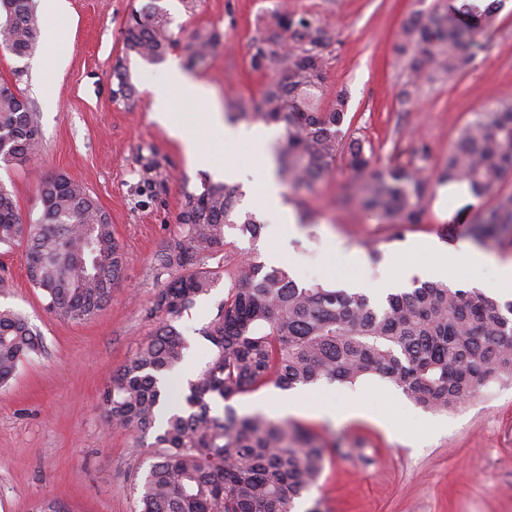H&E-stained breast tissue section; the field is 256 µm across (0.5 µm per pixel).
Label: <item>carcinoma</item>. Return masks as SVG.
<instances>
[{
	"mask_svg": "<svg viewBox=\"0 0 512 512\" xmlns=\"http://www.w3.org/2000/svg\"><path fill=\"white\" fill-rule=\"evenodd\" d=\"M496 9L467 0V24L453 8L415 11L400 27L398 53L414 74L451 80L469 66L471 49L484 47ZM267 28L253 45L251 63L278 65V78L255 111L238 101L229 118L283 125L277 173L292 190L313 189L340 160L353 176L348 199L380 223L405 228L423 223L433 184H460L477 199L491 197L469 221L473 243L512 245V192L501 189L512 177V99L485 107L462 127L434 175L423 166L425 147L414 150L419 165L379 167L357 130L345 126L346 94L325 110L317 102L327 33L288 10L274 11ZM40 31L34 0H0V48L25 57ZM290 36L305 44L285 51ZM216 42L214 33L195 34L192 58L203 59ZM177 45L166 11L153 3L133 12L114 68L117 86L125 94L133 89L130 58L155 64ZM40 147L34 111L14 84L1 81L0 163L22 166ZM241 196L239 186L210 180L186 193L179 232L156 257L158 269L175 274L155 297V309L168 320L114 373L102 398L112 426L153 434V462L137 484V512H294L320 480L324 444L295 422L262 411L240 413L232 404L269 384L289 391L377 376L416 404L446 411L490 382L512 377V300L415 279L376 302L325 282L299 284L251 256L230 271L208 267L210 254L224 247L225 229L252 239L260 234L256 216L238 208ZM39 200L41 220L24 224L12 193L0 184V244L24 246L27 277L49 311L85 320L112 300L127 253L81 184L64 174L43 177ZM222 274L229 292L202 332L210 356L177 394L167 377L184 364L189 345L171 321L190 311ZM41 348L40 334L24 316L1 310L0 386Z\"/></svg>",
	"mask_w": 512,
	"mask_h": 512,
	"instance_id": "1",
	"label": "carcinoma"
}]
</instances>
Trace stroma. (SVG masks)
<instances>
[{"label":"stroma","mask_w":512,"mask_h":512,"mask_svg":"<svg viewBox=\"0 0 512 512\" xmlns=\"http://www.w3.org/2000/svg\"><path fill=\"white\" fill-rule=\"evenodd\" d=\"M170 19L179 45L170 59L208 84L222 112L234 100L260 101L277 65L253 69L252 44L266 32L268 15L281 4L313 18L330 36L325 49L322 106L347 96L353 128L374 150L377 165L412 161L411 146H426L429 168L441 166L458 129L484 106L512 98V0H505L479 54L452 82H419L415 106L401 111L399 97L411 80L397 63L396 34L414 10L443 11L447 0H155ZM148 0H66L54 14L35 0L48 20L31 55L0 49V81L15 84L37 115L43 150L25 166L1 167L23 221L40 214L39 177L64 174L84 185L107 213L130 262L112 300L90 319L73 322L46 310L29 282L24 250L0 244V310L25 316L43 341L24 360L9 387L0 389V512H33L47 500L64 512H135L136 484L151 461L150 437L108 426L101 395L116 370L164 322L153 308L165 277L156 256L178 230L184 192L209 178L182 143L150 114L151 86L166 76V63L131 59L134 90L113 99V65L123 54L122 32L132 11ZM215 33L204 60H192L193 34ZM239 164V186L249 188L243 208L263 226L258 239L226 229L224 248L209 266L233 264L249 253L269 262L271 253L293 279L333 284L362 280L373 288L427 264L433 248L455 253L466 245L442 240L448 223L472 198L459 187L440 186L427 201L423 224L395 234L356 205L345 203L352 176L344 164L311 192L283 188L292 215L313 220L272 229L257 182L262 162L225 143ZM378 259H371V250ZM512 260V248L486 251L484 260L449 265L447 282L468 288L484 283L499 297L496 264ZM220 279L175 326L191 344L179 378L189 377L210 352L201 334L228 293ZM328 416H321V409ZM295 422L326 444L318 487L299 512H512V380L491 382L457 407L432 411L375 376L329 391Z\"/></svg>","instance_id":"stroma-1"}]
</instances>
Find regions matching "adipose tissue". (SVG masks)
I'll return each mask as SVG.
<instances>
[{"mask_svg":"<svg viewBox=\"0 0 512 512\" xmlns=\"http://www.w3.org/2000/svg\"><path fill=\"white\" fill-rule=\"evenodd\" d=\"M183 94L188 98L209 103L210 109L205 114L203 125L187 128L181 125L172 112L173 97ZM213 93L203 82L184 72L178 66H171L163 85L154 87L151 97V117L167 128L170 134L180 139L190 159L199 167L212 168L214 160L220 153L218 144L210 141L209 129L223 130L226 139L235 140L245 145L249 154H267L277 138L273 129L253 128L224 129L220 120V110L213 105Z\"/></svg>","mask_w":512,"mask_h":512,"instance_id":"ef3b65f1","label":"adipose tissue"}]
</instances>
